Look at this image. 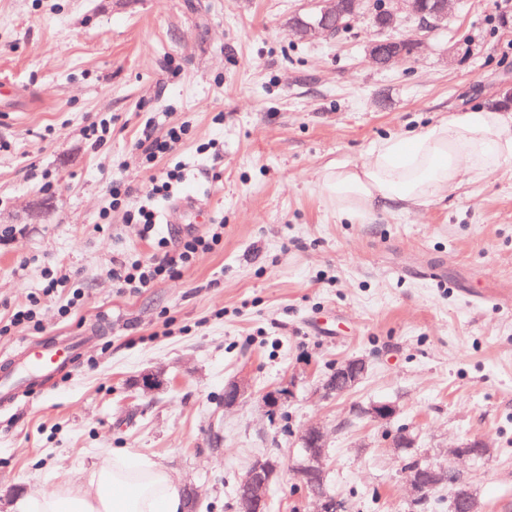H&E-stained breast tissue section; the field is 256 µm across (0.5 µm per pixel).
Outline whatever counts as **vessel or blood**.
I'll list each match as a JSON object with an SVG mask.
<instances>
[{
	"label": "vessel or blood",
	"instance_id": "1",
	"mask_svg": "<svg viewBox=\"0 0 512 512\" xmlns=\"http://www.w3.org/2000/svg\"><path fill=\"white\" fill-rule=\"evenodd\" d=\"M86 343L85 337H67L52 342H35L21 356L0 363V403L14 404L34 391L44 379L60 380L77 362Z\"/></svg>",
	"mask_w": 512,
	"mask_h": 512
}]
</instances>
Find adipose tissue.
I'll list each match as a JSON object with an SVG mask.
<instances>
[{
  "mask_svg": "<svg viewBox=\"0 0 512 512\" xmlns=\"http://www.w3.org/2000/svg\"><path fill=\"white\" fill-rule=\"evenodd\" d=\"M512 160V119L494 109H470L447 120L377 141L362 164L321 171L318 183L337 212L362 224L376 211L422 207L462 182L481 179ZM20 512H183L168 471L132 451L107 456L86 481L23 499Z\"/></svg>",
  "mask_w": 512,
  "mask_h": 512,
  "instance_id": "1",
  "label": "adipose tissue"
}]
</instances>
